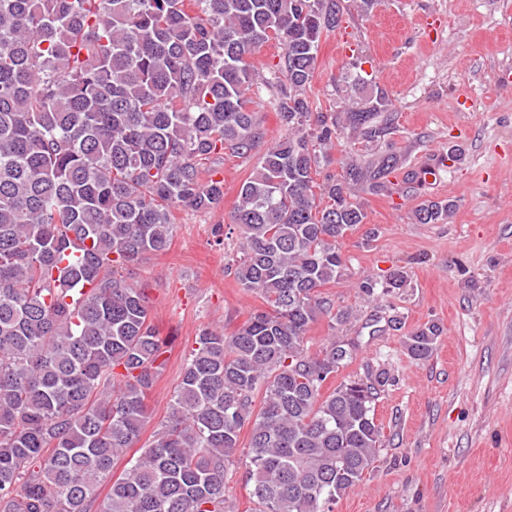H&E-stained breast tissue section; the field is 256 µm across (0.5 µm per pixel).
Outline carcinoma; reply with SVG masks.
Listing matches in <instances>:
<instances>
[{"instance_id":"obj_1","label":"carcinoma","mask_w":512,"mask_h":512,"mask_svg":"<svg viewBox=\"0 0 512 512\" xmlns=\"http://www.w3.org/2000/svg\"><path fill=\"white\" fill-rule=\"evenodd\" d=\"M337 12V0H0V512H226L246 426L251 512H332L372 468L388 373L325 397L355 344L305 349L319 318L353 317L320 288L343 276L341 245L366 219L359 194L405 166L392 152L348 156L316 180L342 133L370 147L395 129L388 92L358 72L369 91L310 123ZM270 41L283 64L264 75L254 57ZM260 83L288 133L238 190L241 256L227 272L266 308L228 334L199 331L156 440L101 498L166 363L145 293L122 271L168 249L174 208L223 201L207 164L224 150L248 158L265 138L250 108ZM455 207L426 199L412 219L436 224ZM405 282L395 270L358 288L374 299ZM439 336L417 327L408 355L429 358Z\"/></svg>"}]
</instances>
